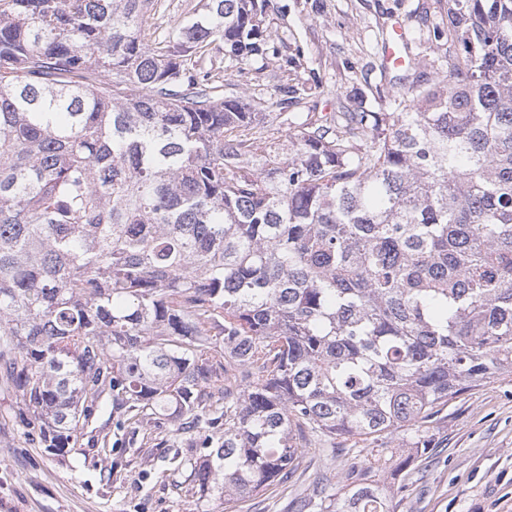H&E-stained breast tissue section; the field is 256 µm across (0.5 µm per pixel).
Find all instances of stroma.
<instances>
[{"label":"stroma","mask_w":512,"mask_h":512,"mask_svg":"<svg viewBox=\"0 0 512 512\" xmlns=\"http://www.w3.org/2000/svg\"><path fill=\"white\" fill-rule=\"evenodd\" d=\"M262 27L265 62L225 66L224 95L261 102L270 125L305 113L388 112L407 78L435 79L445 52L448 0H277ZM406 26L413 64L384 69L382 45L394 20ZM121 409L86 426L71 456L58 460L26 443L0 383V512H201L172 456L200 452L197 433L167 421L131 432ZM431 447L401 474L409 494L396 512H512V377L493 378L441 408L425 426ZM357 451L312 445L307 471L287 487L238 504L236 512H297L316 473L344 480Z\"/></svg>","instance_id":"obj_1"}]
</instances>
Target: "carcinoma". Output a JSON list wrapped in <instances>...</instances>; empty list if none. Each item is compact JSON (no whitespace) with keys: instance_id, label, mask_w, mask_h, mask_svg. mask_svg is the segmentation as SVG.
<instances>
[{"instance_id":"carcinoma-1","label":"carcinoma","mask_w":512,"mask_h":512,"mask_svg":"<svg viewBox=\"0 0 512 512\" xmlns=\"http://www.w3.org/2000/svg\"><path fill=\"white\" fill-rule=\"evenodd\" d=\"M0 0V370L68 456L106 401L221 431L199 500L288 484L315 437L370 446L303 509L394 512L423 425L512 376V0H448L442 78L281 143L212 51L267 56L274 0ZM402 434L394 460L385 439ZM200 0H162L160 8L148 19L147 26L155 32V37L162 40L177 23L181 22L186 13Z\"/></svg>"}]
</instances>
